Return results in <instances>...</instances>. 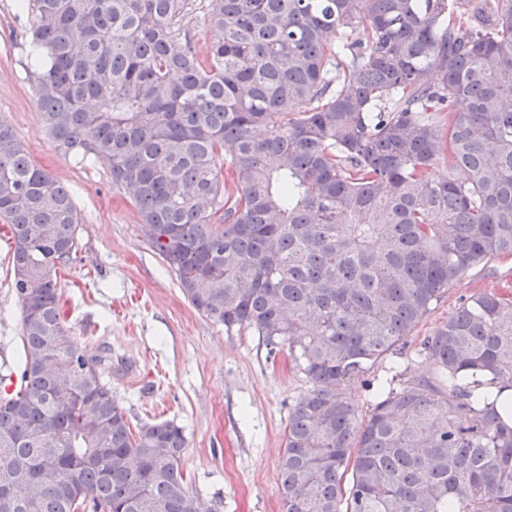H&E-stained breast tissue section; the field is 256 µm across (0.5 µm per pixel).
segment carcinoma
Segmentation results:
<instances>
[{
    "label": "carcinoma",
    "mask_w": 512,
    "mask_h": 512,
    "mask_svg": "<svg viewBox=\"0 0 512 512\" xmlns=\"http://www.w3.org/2000/svg\"><path fill=\"white\" fill-rule=\"evenodd\" d=\"M189 5L19 0L27 78L187 300L311 383L284 512H512V426L474 396L512 389V300L461 299L419 344L428 375L351 401L461 276L512 255V0H211L204 53ZM0 221L23 354L0 374V512H201L183 428L132 426L65 328L81 216L2 123Z\"/></svg>",
    "instance_id": "obj_1"
}]
</instances>
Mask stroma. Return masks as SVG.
<instances>
[{
  "instance_id": "35a3bbf8",
  "label": "stroma",
  "mask_w": 512,
  "mask_h": 512,
  "mask_svg": "<svg viewBox=\"0 0 512 512\" xmlns=\"http://www.w3.org/2000/svg\"><path fill=\"white\" fill-rule=\"evenodd\" d=\"M28 20L0 0V122L29 157L72 193L79 249L59 271L65 327L95 363L131 423L171 420L187 446L182 471L207 512H283L279 464L288 413L310 388L286 357L269 360L256 336L225 330L186 299L151 249L140 216L105 163L79 164L56 150L27 78L34 65ZM10 230L0 224V373L18 357L22 310L11 287ZM512 296V255L466 274L418 325L429 336L461 297Z\"/></svg>"
}]
</instances>
